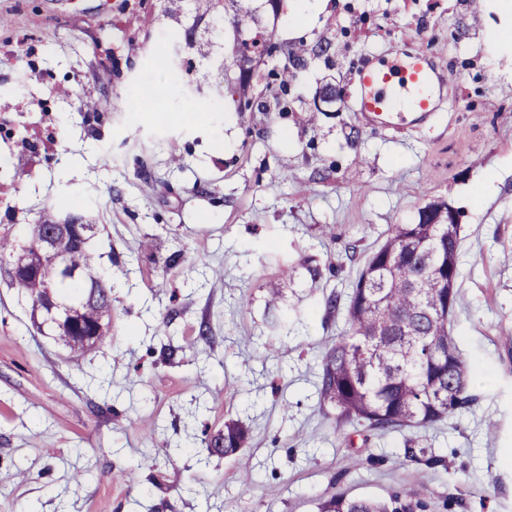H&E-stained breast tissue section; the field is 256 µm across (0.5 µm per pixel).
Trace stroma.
<instances>
[{"label":"stroma","instance_id":"35a3bbf8","mask_svg":"<svg viewBox=\"0 0 512 512\" xmlns=\"http://www.w3.org/2000/svg\"><path fill=\"white\" fill-rule=\"evenodd\" d=\"M293 5L275 41L330 43L336 66L299 73L287 111L240 112L207 63L156 73L162 30L207 0H0V41H23L0 58V101L31 135L0 178V235L79 215L114 285L108 340L75 358L0 264V512H315L337 492L512 512V55L492 47V0H324L301 38ZM419 43L456 77L432 124L368 128L346 99L315 110L362 57ZM163 87L166 110L141 111ZM202 99L207 119L186 122ZM432 202L460 213L451 331L479 369L473 401L409 435L337 429L317 382L346 325L326 300ZM237 417L247 447L195 469L202 435Z\"/></svg>","mask_w":512,"mask_h":512}]
</instances>
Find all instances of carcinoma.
Wrapping results in <instances>:
<instances>
[{"mask_svg": "<svg viewBox=\"0 0 512 512\" xmlns=\"http://www.w3.org/2000/svg\"><path fill=\"white\" fill-rule=\"evenodd\" d=\"M264 0L240 6L233 27L242 32L259 28ZM318 58L302 44L288 52L287 71L308 68ZM250 77L227 84L240 112L268 111L262 95L251 93ZM444 205L420 214L416 224H393L384 241L366 259L346 298L327 301L333 310H345L347 329L324 352L319 372L320 402L334 411L336 426H363L372 430L428 429L448 421L472 401L469 383L475 370L451 335L450 312L459 276L460 225L437 224ZM68 267L85 280L67 278L45 265L36 280H18L16 287L40 302V288L55 285L58 296L79 309L78 323L56 329L60 340L82 349L77 335L94 329L112 310V275L101 273L90 247H70ZM224 440V456L246 447L249 428L239 419L224 421V431L206 437L205 458ZM421 502L350 497L336 493L317 503V512H415Z\"/></svg>", "mask_w": 512, "mask_h": 512, "instance_id": "1", "label": "carcinoma"}]
</instances>
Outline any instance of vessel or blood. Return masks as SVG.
I'll return each instance as SVG.
<instances>
[{
	"label": "vessel or blood",
	"instance_id": "vessel-or-blood-1",
	"mask_svg": "<svg viewBox=\"0 0 512 512\" xmlns=\"http://www.w3.org/2000/svg\"><path fill=\"white\" fill-rule=\"evenodd\" d=\"M404 57L402 65L375 57L359 68L351 97L364 125L420 127L440 109V91L453 81V74L439 70L422 46H414Z\"/></svg>",
	"mask_w": 512,
	"mask_h": 512
}]
</instances>
